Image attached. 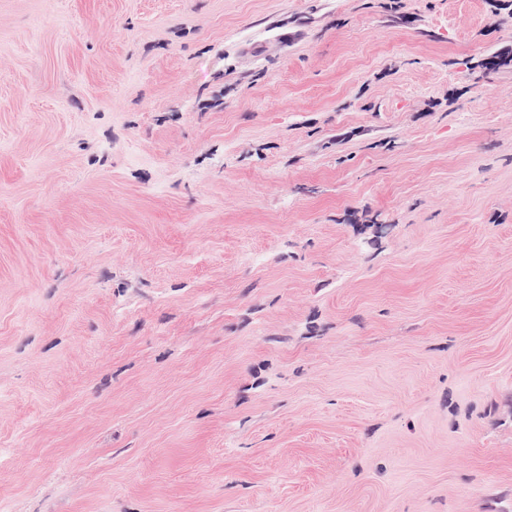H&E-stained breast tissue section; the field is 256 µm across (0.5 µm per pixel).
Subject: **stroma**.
I'll return each instance as SVG.
<instances>
[{"mask_svg":"<svg viewBox=\"0 0 512 512\" xmlns=\"http://www.w3.org/2000/svg\"><path fill=\"white\" fill-rule=\"evenodd\" d=\"M510 44L0 0V512H512Z\"/></svg>","mask_w":512,"mask_h":512,"instance_id":"1","label":"stroma"}]
</instances>
